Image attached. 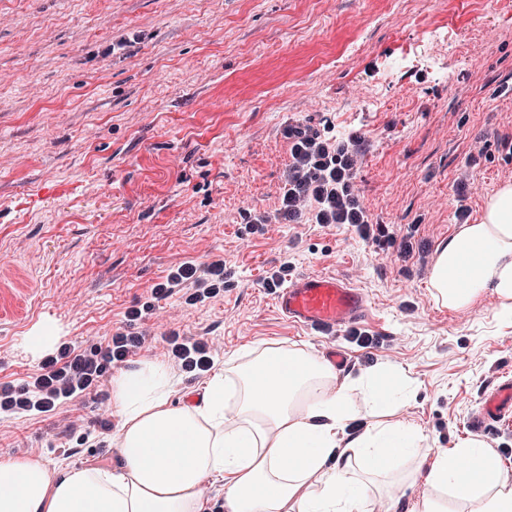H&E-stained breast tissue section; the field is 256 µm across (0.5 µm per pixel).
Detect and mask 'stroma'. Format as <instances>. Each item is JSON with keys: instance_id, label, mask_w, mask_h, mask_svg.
I'll return each mask as SVG.
<instances>
[{"instance_id": "obj_1", "label": "stroma", "mask_w": 512, "mask_h": 512, "mask_svg": "<svg viewBox=\"0 0 512 512\" xmlns=\"http://www.w3.org/2000/svg\"><path fill=\"white\" fill-rule=\"evenodd\" d=\"M431 39L448 48L430 66ZM404 50L407 68L387 74ZM298 124L368 140L355 182L370 222L419 225L436 251L512 181V0H0V382L37 371L23 340L40 325L104 339L174 262L223 258V300L169 296L164 330L212 340L219 365L252 347H333L350 375L401 367L414 389L401 416L430 448L474 437L512 473V425L468 428L512 375V310L495 294L444 308L429 268L305 220L245 236L242 204L278 206L283 130ZM287 258L295 276L362 289L371 345L276 312L261 281ZM64 445L57 418L0 419V460L119 459Z\"/></svg>"}]
</instances>
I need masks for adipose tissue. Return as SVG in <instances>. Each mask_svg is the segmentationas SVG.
<instances>
[{
    "label": "adipose tissue",
    "mask_w": 512,
    "mask_h": 512,
    "mask_svg": "<svg viewBox=\"0 0 512 512\" xmlns=\"http://www.w3.org/2000/svg\"><path fill=\"white\" fill-rule=\"evenodd\" d=\"M428 286L453 310L488 290L512 306V182L440 244ZM172 392L160 360L113 377L119 461H1L0 512H203L208 481L225 512H376L419 480L416 512H512V476L484 443L426 456L423 431L398 417L410 393L396 367L341 380L301 352L248 349L225 358L197 403L173 407ZM357 394L371 421L352 436Z\"/></svg>",
    "instance_id": "1"
}]
</instances>
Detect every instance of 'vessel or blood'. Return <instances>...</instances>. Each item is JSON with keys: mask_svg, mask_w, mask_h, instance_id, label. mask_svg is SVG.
Segmentation results:
<instances>
[{"mask_svg": "<svg viewBox=\"0 0 512 512\" xmlns=\"http://www.w3.org/2000/svg\"><path fill=\"white\" fill-rule=\"evenodd\" d=\"M277 312L289 322L318 332L358 323L369 311L366 295L346 281L320 273L310 274L278 288ZM512 422V377L500 379L486 391L469 428L481 431Z\"/></svg>", "mask_w": 512, "mask_h": 512, "instance_id": "b4317fda", "label": "vessel or blood"}]
</instances>
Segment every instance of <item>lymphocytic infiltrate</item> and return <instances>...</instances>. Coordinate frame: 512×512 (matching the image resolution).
Here are the masks:
<instances>
[{
	"instance_id": "1",
	"label": "lymphocytic infiltrate",
	"mask_w": 512,
	"mask_h": 512,
	"mask_svg": "<svg viewBox=\"0 0 512 512\" xmlns=\"http://www.w3.org/2000/svg\"><path fill=\"white\" fill-rule=\"evenodd\" d=\"M285 136L291 142V159L280 189L275 221L292 224L306 217L322 227L347 229L363 241L385 240L396 258L405 260L414 256L419 263H426L427 252L413 250L412 238L417 225L400 230L369 223L354 184L365 153L362 140L353 138L343 142L334 134L301 127L287 129ZM226 276V263L221 259L178 262L165 280L151 289L149 301L127 309L125 320L130 323L147 318L155 301L176 292L181 293L189 307L211 303L223 297L228 286ZM157 337L148 329L129 332L119 327L107 339L90 345L73 341L59 343L44 356L38 373L24 387L18 389L0 383V418L48 416L78 398L107 399L112 367L133 361ZM158 338L171 365L195 380L209 373L219 351L213 341L175 331Z\"/></svg>"
}]
</instances>
